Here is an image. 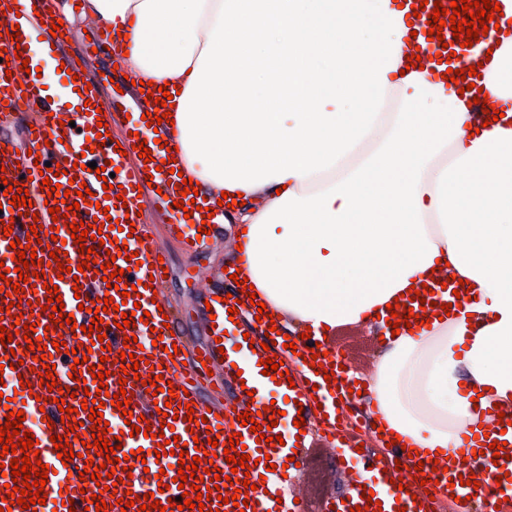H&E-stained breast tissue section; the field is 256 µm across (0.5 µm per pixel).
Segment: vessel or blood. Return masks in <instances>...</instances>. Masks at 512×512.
Wrapping results in <instances>:
<instances>
[{
    "instance_id": "vessel-or-blood-1",
    "label": "vessel or blood",
    "mask_w": 512,
    "mask_h": 512,
    "mask_svg": "<svg viewBox=\"0 0 512 512\" xmlns=\"http://www.w3.org/2000/svg\"><path fill=\"white\" fill-rule=\"evenodd\" d=\"M0 10L5 13V21L0 24V48L19 50L20 55L11 59L10 63H0V168L4 169L8 181L18 182L20 187L27 189L32 202L30 214L19 213L17 208L9 204L7 196L0 194V219L12 221L14 224L11 235L0 232V254L7 256V268H14V248L11 240L26 239L30 233L32 223L42 224L43 227H52L53 221L46 203L49 188L43 185L41 176L27 178V171H32L35 162L63 165L65 172L56 176L55 181L62 189L70 193V201H77V194L69 190L70 177H78L85 182L93 194V205L81 206L75 214L69 216L70 224H91L92 221L106 223L107 219L118 220L117 228L111 229L104 240L102 249L97 250L95 257L99 263H111L113 269L122 270L123 275L118 288L107 289L101 274L87 270L79 276L60 274L58 267L46 268L43 280L44 288L32 291L25 290L22 295L24 303L21 307L12 308L10 317L0 320V325L11 326L14 316H21L23 323L31 325L32 336L41 338L46 345L47 355H50L55 366L53 377L59 387L72 390V397L66 398L65 404L74 408L75 418L80 421L79 440L73 441L75 456L72 462L62 463L58 452L52 442L53 437L65 435L67 427L61 422V414L56 403L47 399V388L41 387L40 378L33 372V360L26 353L27 343L23 336H14L10 347L0 346V426L5 425L9 411L6 407L7 399L22 400V409L26 416H33L38 412H45L47 419L33 426L31 432L34 436V447L39 452L42 464L52 467L48 481L44 487L48 501L38 506L37 512H83L88 495L100 494L106 504L111 505L112 512H138L137 507L120 509L115 506L113 496L104 489L108 484V477L100 480L80 481L78 474L84 471L85 458L90 455L89 448L92 443V431L87 426L88 413L81 404L86 392L96 391L98 387H107L109 394H116L119 390L132 393L133 399L129 406L133 415H144L149 420L152 431L151 437L132 433L130 425L125 422L124 414L113 406L103 408V418L107 421L108 438H120L122 448L118 450V457L130 456L137 449L143 450L147 466L136 469L132 479L117 484L118 493L133 491L141 496L149 492L158 493L160 501L180 496L178 487L172 486L171 481L176 477L180 462H192L197 448L207 447L209 436H218L219 441L215 449L216 456L213 464L223 472L231 473L232 483L221 490L222 496L233 495L236 488L242 487L244 481H251L256 486L255 491L249 492L248 507L250 512H305L303 503L279 504L280 489L284 483L281 472L269 471V464H282L284 458L301 457L302 445L305 437L302 433H294L291 442L282 444L278 441L257 442L254 433L237 419H224L216 416L215 412L207 411L202 396L207 391H217L225 384L224 372L231 369V360L222 358L217 337L223 336L227 329H235L238 333L248 334L254 346L250 353L256 358L267 359L269 353H276L284 367L288 370V377H277L274 385L288 391L290 400L301 402L304 418H311L315 412H323L324 423L329 433H336V410L341 407L343 400L349 396L353 385L352 380L339 377L337 382H326L323 373L330 370L337 372L339 362L337 357L322 358L323 372H315L308 359L311 350L315 347L316 338H309L298 343L296 350H288L283 346V336L269 332L267 323L257 321H244L242 316H230V308L236 307V300L222 301L211 299L214 318L210 325L209 334L204 344L191 345L187 336L181 329V319L178 314L162 316L152 298L155 288L164 283L163 269L158 265L159 252L153 237L142 223H129L128 213L139 210L140 195L156 196L163 194L162 205L166 217L176 224L177 228L197 230L206 227L214 230L224 221L223 209H216L214 217L203 219L202 207L208 206L206 196L195 198L198 207L192 217H185L183 209L177 208L176 202L181 198L184 187L182 177L172 173L168 165L170 152L163 149L162 144L170 140V127L168 123H161L158 128L148 127L144 116L154 113V105L148 104L147 97L139 89L133 88L130 80L123 76H116L117 91L110 94L112 111L131 113L132 119L128 123V131L122 135L101 137V149H92L90 140L98 135L96 124L99 106V87L82 88L76 96L77 104L81 109L78 116L82 122L80 128L61 127L63 118L62 105L48 101L43 85L39 79L30 77L25 84H18L17 78L22 75V64L38 67V59L32 58L30 45L34 35H43L46 44L52 45L53 54L57 61L63 62L72 74H80L81 57L92 56L94 49L104 46L111 47L114 54H122L125 41L120 36L119 29L100 25L90 33L85 40L80 55H72L63 37L50 35L48 20L55 10L54 0H0ZM443 41H431L432 52L441 53L442 57H453L454 67H461L463 60L473 54L472 47H460L453 41L452 30H444ZM33 114V128L26 133V146L28 155L16 157L10 144L8 131L14 124L18 113ZM144 140L146 148L151 151V161H144L135 149L137 140ZM85 160V167H77V160ZM105 169L111 174L112 185L121 187V198L106 197L103 183L98 178V169ZM107 207L108 215H98V207ZM134 227V234H127V227ZM67 231H59L57 238L43 236L41 244L36 247V256L48 259L50 251L66 250L72 264L78 265L83 261L78 253V246L68 241ZM127 244L129 251L138 255V265H129L124 257L109 259V251L115 250L117 242ZM58 287L64 303L65 313L71 314L75 323L74 328H61L59 334L49 333L47 327L50 323L48 312L43 311L41 303L47 300V286ZM129 292V299H122V292ZM109 297L114 304L120 305L123 312L133 314L135 308H142L151 315L149 321L143 322L134 318L129 327L120 329L114 323L113 314H106L102 324L106 342L110 343V353H103L100 345L92 344L85 328L91 323V311L96 308L98 299ZM273 340L271 351L262 348L265 340ZM65 341L66 349L55 352L54 342ZM176 347L175 355H168V347ZM130 350L135 357L143 358L138 373L139 380H128L126 385H119L117 374L121 370L118 362L121 351ZM88 356L90 364H103L106 376L103 381L87 379L80 383L71 380L69 374L75 356ZM160 368L165 379L173 383V392L158 394L147 393L141 380L147 377L151 368ZM167 405L166 414H158L157 405ZM193 415L194 419H207V427H200L195 431H188L185 421L186 415ZM242 434V443L250 458L256 459L257 464L249 473H232L230 463L223 456L229 439L233 434ZM164 435L165 439L180 436L185 443L184 455H167L156 457V435ZM491 470L495 476H502V483L493 481L483 484L480 488L460 485L459 475L470 468ZM424 473L433 474L440 487L452 488L459 499L461 512H473V501L497 502L502 493L512 491V480H505V473H512V459L495 457L493 449H486L484 455L468 459L467 462H458L449 466L447 472H437L432 462H425ZM167 483L166 491H159V483ZM419 478L404 481L402 491H399V504L405 507L406 512H434L433 501L426 495L411 497L410 492L419 485Z\"/></svg>"
}]
</instances>
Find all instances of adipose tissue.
I'll list each match as a JSON object with an SVG mask.
<instances>
[{"label":"adipose tissue","mask_w":512,"mask_h":512,"mask_svg":"<svg viewBox=\"0 0 512 512\" xmlns=\"http://www.w3.org/2000/svg\"><path fill=\"white\" fill-rule=\"evenodd\" d=\"M476 88L498 120L471 133L473 91L424 47L396 0H85L126 29L129 70L179 88L172 136L212 199L243 198V272L279 321L315 335L364 325L443 280L460 309L385 339L376 414L418 452L455 457L512 406V0Z\"/></svg>","instance_id":"ef3b65f1"}]
</instances>
